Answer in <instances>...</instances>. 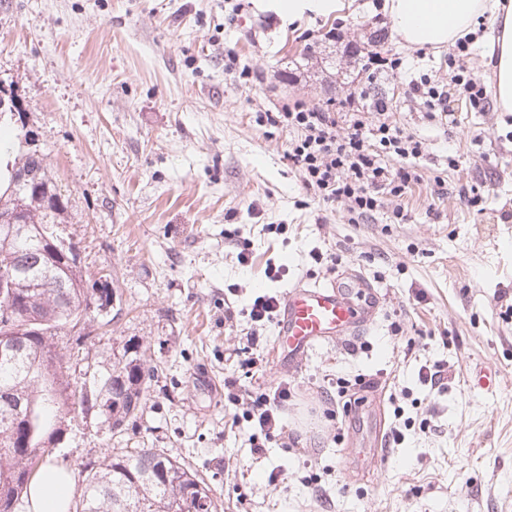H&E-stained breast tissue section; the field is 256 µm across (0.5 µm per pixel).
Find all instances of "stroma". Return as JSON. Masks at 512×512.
Segmentation results:
<instances>
[{
    "label": "stroma",
    "instance_id": "35a3bbf8",
    "mask_svg": "<svg viewBox=\"0 0 512 512\" xmlns=\"http://www.w3.org/2000/svg\"><path fill=\"white\" fill-rule=\"evenodd\" d=\"M390 29L371 0L292 24L257 0L235 17L224 0H0V88L49 155L87 274L116 296L111 328L90 322L72 374L104 370L130 339L158 369L127 430L75 417L56 465L75 476L106 453L157 448L197 470L224 512H512V126L495 103L461 96L456 124L428 121L407 83L446 81L447 51H405ZM375 30L389 34L377 54L402 55L407 68L371 93L427 145L401 224L388 204L351 223L343 204L304 189L286 157L292 132L256 122L293 99L335 109L359 92ZM349 45L356 54L344 55ZM229 53L250 78L225 68ZM347 268L380 289L382 314L368 334L280 368L274 324L255 327L242 308ZM434 363L444 388L419 380ZM484 369L493 385H473ZM229 376L245 394L293 385L282 418L296 448L253 453ZM340 378L382 393L386 427L398 405L411 422L386 463L353 484L341 421L323 415Z\"/></svg>",
    "mask_w": 512,
    "mask_h": 512
}]
</instances>
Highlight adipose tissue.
I'll return each mask as SVG.
<instances>
[{
	"label": "adipose tissue",
	"mask_w": 512,
	"mask_h": 512,
	"mask_svg": "<svg viewBox=\"0 0 512 512\" xmlns=\"http://www.w3.org/2000/svg\"><path fill=\"white\" fill-rule=\"evenodd\" d=\"M382 9L411 49L452 45L489 21L485 41L493 95L500 111L512 112V0H384ZM73 490L68 472L46 466L28 490L25 512H67Z\"/></svg>",
	"instance_id": "adipose-tissue-1"
}]
</instances>
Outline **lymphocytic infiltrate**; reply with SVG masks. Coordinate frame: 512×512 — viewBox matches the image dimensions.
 <instances>
[{"mask_svg":"<svg viewBox=\"0 0 512 512\" xmlns=\"http://www.w3.org/2000/svg\"><path fill=\"white\" fill-rule=\"evenodd\" d=\"M408 86L412 96L423 101L425 117L431 121L450 118L453 97H466L474 106L486 99L484 84L461 65L453 69L448 83L436 84L422 74ZM256 120L293 132L286 156L304 187L323 202L344 203L363 218L390 200L395 204V219L405 221L398 202L418 181L415 161L423 156L427 145L391 120L385 99L371 98L366 92L350 95L337 112L296 101L284 104L280 111L257 115ZM390 157L400 159V166H388ZM290 398L291 390L283 382L273 389L248 394L243 415L255 428L249 437L254 453H262L265 441L284 437L280 413Z\"/></svg>","mask_w":512,"mask_h":512,"instance_id":"1","label":"lymphocytic infiltrate"}]
</instances>
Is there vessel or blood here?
Masks as SVG:
<instances>
[{
	"label": "vessel or blood",
	"instance_id": "vessel-or-blood-1",
	"mask_svg": "<svg viewBox=\"0 0 512 512\" xmlns=\"http://www.w3.org/2000/svg\"><path fill=\"white\" fill-rule=\"evenodd\" d=\"M383 310V297L364 276L345 271L336 278L304 281L285 292L277 319V344L289 361L317 345L365 332ZM368 422L372 462L381 463L385 435L373 406L359 404Z\"/></svg>",
	"mask_w": 512,
	"mask_h": 512
}]
</instances>
